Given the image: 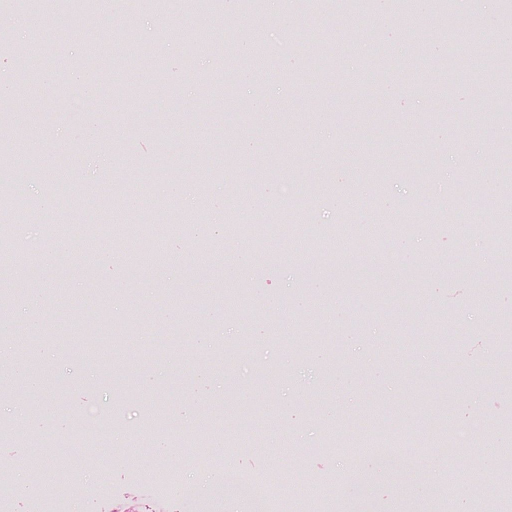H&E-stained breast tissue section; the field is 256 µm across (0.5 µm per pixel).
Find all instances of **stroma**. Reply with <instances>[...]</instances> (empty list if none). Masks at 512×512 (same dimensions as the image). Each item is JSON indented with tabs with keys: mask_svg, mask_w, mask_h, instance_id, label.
Instances as JSON below:
<instances>
[{
	"mask_svg": "<svg viewBox=\"0 0 512 512\" xmlns=\"http://www.w3.org/2000/svg\"><path fill=\"white\" fill-rule=\"evenodd\" d=\"M378 11L355 13L336 0L311 11L297 0L282 40L269 8L251 14L229 0L223 25L249 34L265 58L256 71L230 43L217 53L166 46L169 25L190 33L210 23L183 0L99 5V16L155 49L157 69L143 82L149 96L174 100L161 112L140 111L139 99L124 98L117 79L95 66L86 19L52 0L0 16L16 44L40 33L45 57L29 82L14 54L0 53L6 109L24 115L0 122V155L22 143L36 161L29 216L17 226L30 249L0 250L9 267L0 319L22 331L29 359L55 380L33 393L23 373L0 375V424L10 429L0 438V471L44 459L39 499L18 494L0 512H247L236 498L183 494L201 472L183 450L199 438L234 456L238 477L288 470L332 485L331 500L302 503L303 512H408L413 498L458 512L462 495L440 490L447 471L475 463L492 485L512 471V289L504 285L512 265L497 243L512 224V198L499 189L512 167V70L504 65L512 41L503 37L512 0H496L456 34L452 59L443 41L466 16L461 0L415 11L408 30L392 10L377 22ZM377 72L385 81L372 93L366 85ZM87 76L98 107L73 110L68 89ZM380 130L392 151L375 152ZM178 181L204 185L209 212L240 224L292 218L304 226L313 215L332 236L375 223L384 209L403 218L383 244L353 238L342 269L326 265L321 238L299 248L241 234L214 246L173 230L153 272L138 270L136 240L107 241L96 255L61 251L51 226L76 224L89 185L121 194L138 223L150 208L164 224L159 188ZM289 184L304 187L302 198L286 194ZM356 195L361 205L348 207ZM451 208L474 233L447 225ZM245 252L251 269L227 280L226 265ZM115 256L125 261L117 270ZM92 322L106 335L90 336ZM90 407L112 416L88 424ZM427 423L467 439L456 453L424 447L413 498L385 475L365 488L349 482L356 461L340 445L354 432L416 433ZM90 432L107 449L93 472L77 460ZM242 436L259 450L238 447Z\"/></svg>",
	"mask_w": 512,
	"mask_h": 512,
	"instance_id": "1",
	"label": "stroma"
}]
</instances>
